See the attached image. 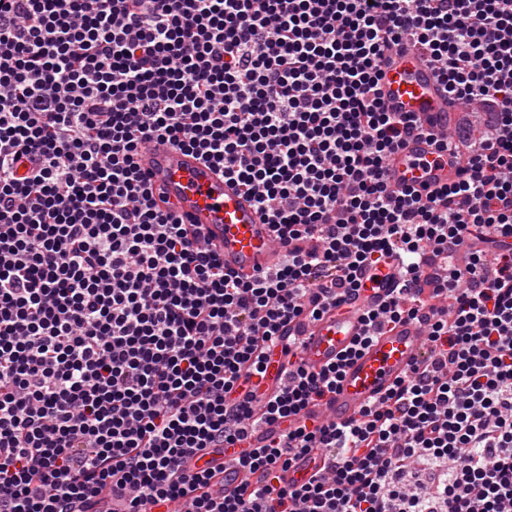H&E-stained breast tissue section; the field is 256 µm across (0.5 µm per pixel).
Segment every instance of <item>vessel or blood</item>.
<instances>
[{
    "label": "vessel or blood",
    "mask_w": 512,
    "mask_h": 512,
    "mask_svg": "<svg viewBox=\"0 0 512 512\" xmlns=\"http://www.w3.org/2000/svg\"><path fill=\"white\" fill-rule=\"evenodd\" d=\"M382 97L387 111L411 112L424 128L447 132L453 110L442 91L435 69L415 49H405L384 70ZM136 162L147 178L153 198L162 209L172 210L183 224L201 232L207 246L224 260V267L240 277L252 278L277 266L284 254L274 239L271 224L237 183L225 179L223 169L204 162L195 153L167 142L143 147ZM387 179L394 189L432 190L463 177L460 163L449 152L437 151L424 137L404 141L387 162ZM360 302L328 310L306 327L298 360L306 368L321 370L336 363L363 331L365 303L385 297L396 287L395 271L366 269L359 274ZM425 346L421 330L400 324L384 330L344 368L335 393L319 399L317 414L336 421L357 417L371 401L381 399L396 380L408 374ZM287 355L275 351L264 384L275 392ZM325 455L303 457L288 470V483H303L316 473Z\"/></svg>",
    "instance_id": "1"
}]
</instances>
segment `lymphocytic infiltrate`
<instances>
[{
  "label": "lymphocytic infiltrate",
  "instance_id": "f902f5d3",
  "mask_svg": "<svg viewBox=\"0 0 512 512\" xmlns=\"http://www.w3.org/2000/svg\"><path fill=\"white\" fill-rule=\"evenodd\" d=\"M408 45L484 108L426 195L386 178L418 129L380 87ZM154 140L252 194L275 269L226 272L156 209ZM381 265L402 286L355 349L411 323L426 354L358 417L310 414L342 366L281 329ZM0 512H512V0H0ZM287 365L288 355L282 353L281 346L276 347L274 356L268 363L266 377L263 382L269 393L275 392L280 387L283 371ZM324 452H315L312 455L303 457L298 464L288 470L286 479L288 483H303L316 473L324 461Z\"/></svg>",
  "mask_w": 512,
  "mask_h": 512
}]
</instances>
